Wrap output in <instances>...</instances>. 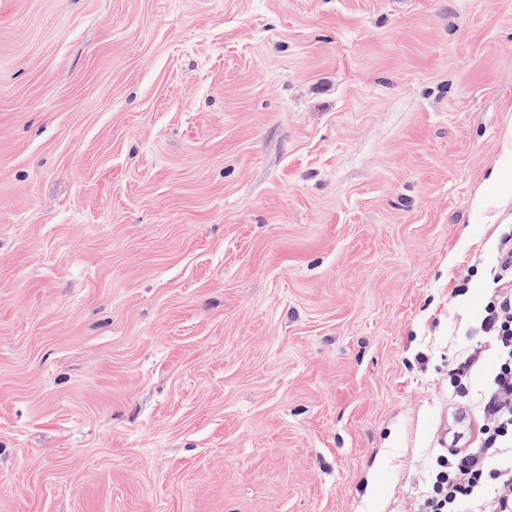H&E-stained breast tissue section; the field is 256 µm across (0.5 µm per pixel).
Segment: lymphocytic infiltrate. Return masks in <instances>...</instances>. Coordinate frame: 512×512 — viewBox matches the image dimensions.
Masks as SVG:
<instances>
[{"mask_svg":"<svg viewBox=\"0 0 512 512\" xmlns=\"http://www.w3.org/2000/svg\"><path fill=\"white\" fill-rule=\"evenodd\" d=\"M479 330L496 355L474 445L438 456L421 512H512V245L502 248Z\"/></svg>","mask_w":512,"mask_h":512,"instance_id":"obj_1","label":"lymphocytic infiltrate"}]
</instances>
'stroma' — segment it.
Wrapping results in <instances>:
<instances>
[{
    "mask_svg": "<svg viewBox=\"0 0 512 512\" xmlns=\"http://www.w3.org/2000/svg\"><path fill=\"white\" fill-rule=\"evenodd\" d=\"M510 151L512 0H0V512H420Z\"/></svg>",
    "mask_w": 512,
    "mask_h": 512,
    "instance_id": "1",
    "label": "stroma"
}]
</instances>
